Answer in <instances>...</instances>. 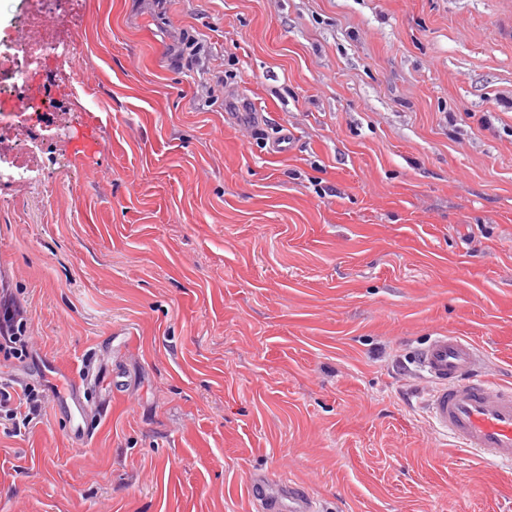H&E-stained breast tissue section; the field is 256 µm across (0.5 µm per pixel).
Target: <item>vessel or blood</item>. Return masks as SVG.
I'll use <instances>...</instances> for the list:
<instances>
[{
	"mask_svg": "<svg viewBox=\"0 0 512 512\" xmlns=\"http://www.w3.org/2000/svg\"><path fill=\"white\" fill-rule=\"evenodd\" d=\"M414 361L431 385L427 403L433 425L454 446L512 467V386L485 374L476 345L467 337L441 333L416 351ZM92 382L89 375L74 378L65 390L78 440L89 432L84 388Z\"/></svg>",
	"mask_w": 512,
	"mask_h": 512,
	"instance_id": "obj_1",
	"label": "vessel or blood"
}]
</instances>
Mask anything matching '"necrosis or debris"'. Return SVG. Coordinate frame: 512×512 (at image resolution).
<instances>
[{
  "label": "necrosis or debris",
  "mask_w": 512,
  "mask_h": 512,
  "mask_svg": "<svg viewBox=\"0 0 512 512\" xmlns=\"http://www.w3.org/2000/svg\"><path fill=\"white\" fill-rule=\"evenodd\" d=\"M50 14L71 17L78 24L83 21L80 0H30L13 53L0 57V101L8 106L0 113V130L15 135L11 169L21 180L38 170L39 147L29 132L41 126L42 115L51 108L44 93L30 90L29 78L41 72L48 56H56L62 65L69 59L68 51L61 48L59 31L45 23Z\"/></svg>",
  "instance_id": "1"
}]
</instances>
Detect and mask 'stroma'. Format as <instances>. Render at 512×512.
<instances>
[{"label":"stroma","mask_w":512,"mask_h":512,"mask_svg":"<svg viewBox=\"0 0 512 512\" xmlns=\"http://www.w3.org/2000/svg\"><path fill=\"white\" fill-rule=\"evenodd\" d=\"M82 9L69 128L0 185L34 344L0 377L93 360L107 411L0 429V512H261L258 475L316 512H512L413 362L451 332L512 383V0Z\"/></svg>","instance_id":"35a3bbf8"}]
</instances>
